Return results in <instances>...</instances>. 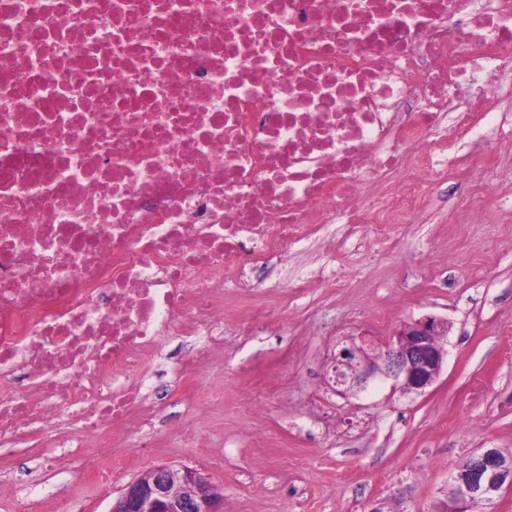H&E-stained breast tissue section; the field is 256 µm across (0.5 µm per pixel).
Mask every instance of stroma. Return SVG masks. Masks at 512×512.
I'll use <instances>...</instances> for the list:
<instances>
[{"label": "stroma", "mask_w": 512, "mask_h": 512, "mask_svg": "<svg viewBox=\"0 0 512 512\" xmlns=\"http://www.w3.org/2000/svg\"><path fill=\"white\" fill-rule=\"evenodd\" d=\"M457 175L443 177L424 216L390 230L383 249L326 225L288 253L264 303L283 324L224 316V352L200 384L224 387V409L196 432L175 396L160 402L142 461L108 484L81 480L80 449L45 473L25 448L0 450V512H108L153 466L190 467L224 492V512H439L452 474L475 452H512V201L455 221ZM336 275L341 287L326 285ZM297 280L308 289H294ZM447 320L448 351L421 395L376 377L340 395L328 384L334 352L361 335L386 341L400 325Z\"/></svg>", "instance_id": "obj_1"}]
</instances>
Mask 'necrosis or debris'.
<instances>
[{
  "instance_id": "necrosis-or-debris-1",
  "label": "necrosis or debris",
  "mask_w": 512,
  "mask_h": 512,
  "mask_svg": "<svg viewBox=\"0 0 512 512\" xmlns=\"http://www.w3.org/2000/svg\"><path fill=\"white\" fill-rule=\"evenodd\" d=\"M508 81L512 0H0V447L45 457L62 416L60 447L137 460L170 333L204 418L225 314L270 321L246 268L328 224L387 238L447 166L443 127L496 166Z\"/></svg>"
}]
</instances>
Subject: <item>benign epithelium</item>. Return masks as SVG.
<instances>
[{
    "label": "benign epithelium",
    "mask_w": 512,
    "mask_h": 512,
    "mask_svg": "<svg viewBox=\"0 0 512 512\" xmlns=\"http://www.w3.org/2000/svg\"><path fill=\"white\" fill-rule=\"evenodd\" d=\"M446 335L448 322L430 317L400 326L382 347L365 336L362 344L343 347L330 358L329 384L340 394L362 392L370 379L381 375L398 383L404 393L421 395L442 371ZM510 489L512 452L486 448L451 477L445 510L469 512L473 503L491 502ZM223 502L221 490L200 473L159 465L126 484L110 512H223Z\"/></svg>",
    "instance_id": "benign-epithelium-1"
}]
</instances>
